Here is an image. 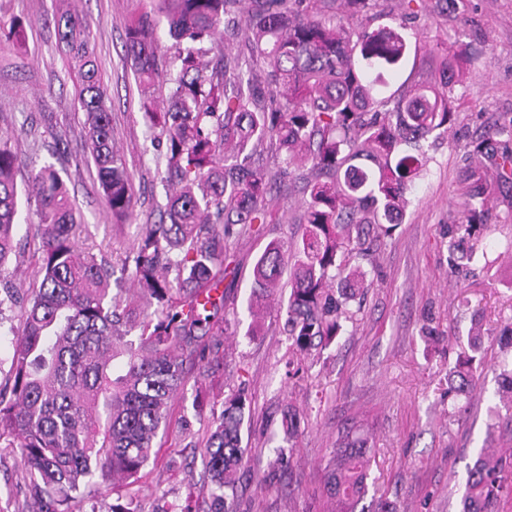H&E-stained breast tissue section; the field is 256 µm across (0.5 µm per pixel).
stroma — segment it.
Returning <instances> with one entry per match:
<instances>
[{
    "mask_svg": "<svg viewBox=\"0 0 512 512\" xmlns=\"http://www.w3.org/2000/svg\"><path fill=\"white\" fill-rule=\"evenodd\" d=\"M89 26L112 102L114 144L134 178L132 223L112 224L92 159L85 153L84 112L74 102L73 82L58 47L54 14L59 4ZM381 25L402 30L407 53L388 92L399 93L433 69V51L453 47L465 54L469 77L451 91L456 121L427 151L423 176L388 238L373 243L360 265L372 286L351 301L354 321L309 371L289 377V342L278 303L271 304L252 335L223 338L224 373L218 380L185 385L170 400L159 448L135 477L71 502L72 512H107L134 504L142 512H210L199 493L203 448L212 422L211 402L245 389L251 417L242 430L245 454L234 489L225 490L235 512H322L321 471L339 432L359 428L371 447L365 512H462L467 472L484 448L512 446V423L494 418L498 363L512 355L500 337L512 326V190H496L490 218L471 242L476 254L459 270L448 266V227L462 223L456 202L477 145L512 120V0H381ZM144 0H0V31L17 27L20 41L0 38V128L13 132L16 182L51 163L93 234L92 245L120 265L139 225L151 222L164 201L157 153L146 139L139 90L126 63L129 21ZM413 18H406V9ZM302 194L284 181L272 194L278 221L234 244L239 265L228 308L250 324L247 299L252 268L268 242L301 234L290 218ZM484 331V359L468 396L448 393L450 374L471 343L474 325ZM211 401L194 406L197 391ZM294 407L305 428L286 449L281 416ZM0 512H37L29 498L20 454L0 447Z\"/></svg>",
    "mask_w": 512,
    "mask_h": 512,
    "instance_id": "obj_1",
    "label": "stroma"
}]
</instances>
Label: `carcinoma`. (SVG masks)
I'll return each instance as SVG.
<instances>
[{
    "label": "carcinoma",
    "instance_id": "cac0c4a2",
    "mask_svg": "<svg viewBox=\"0 0 512 512\" xmlns=\"http://www.w3.org/2000/svg\"><path fill=\"white\" fill-rule=\"evenodd\" d=\"M130 21L125 52L140 87L142 119L164 158L165 201L125 251L122 275L140 295L123 296L111 260L78 245L89 235L66 183L51 164L31 176L38 241L32 285L8 271L17 252L15 140L0 130V327L19 320L8 381L0 391V447L18 448L40 512H61L72 493L95 483L137 476L155 454L167 405L186 370L208 378L220 371L221 336L239 321L226 312L227 278L237 275L232 245L275 221L267 198L285 178L301 180L303 210L292 217L301 237L271 241L253 267L247 309L276 295L284 270L290 294L284 329L288 366L321 355L352 320L348 303L365 285L351 265L368 241L397 223L406 193L425 171V143L455 121L449 82L467 77L463 54L437 53L435 74L395 96L383 95L399 66L405 36L372 24L380 0H343L358 21L351 28L324 16L335 0H147ZM173 40L169 60L158 54L157 27ZM59 45L86 115L99 188L115 224L134 214V190L115 148L111 101L101 80L88 27L69 12L55 18ZM237 44L215 48L216 35ZM487 169L512 187V120L486 148ZM274 155L282 165L267 166ZM467 223L448 225V264L464 259L455 236L469 235L487 215V193H461ZM137 340H129L131 331ZM478 344L458 365L455 393L469 388L467 368ZM250 418L244 392L224 399L213 415L200 488L212 512L238 481L242 428ZM301 417L282 418L283 440L298 436ZM367 441L341 433L324 466L327 512H357L368 492ZM512 501V448L483 451L468 471L462 512H499Z\"/></svg>",
    "mask_w": 512,
    "mask_h": 512
}]
</instances>
